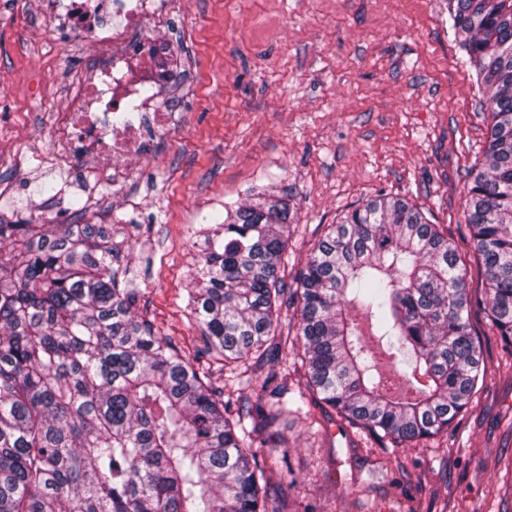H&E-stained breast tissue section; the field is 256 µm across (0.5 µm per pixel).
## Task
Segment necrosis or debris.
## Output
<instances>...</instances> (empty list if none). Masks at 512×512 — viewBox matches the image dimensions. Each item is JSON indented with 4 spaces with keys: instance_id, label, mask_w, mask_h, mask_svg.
Segmentation results:
<instances>
[{
    "instance_id": "obj_1",
    "label": "necrosis or debris",
    "mask_w": 512,
    "mask_h": 512,
    "mask_svg": "<svg viewBox=\"0 0 512 512\" xmlns=\"http://www.w3.org/2000/svg\"><path fill=\"white\" fill-rule=\"evenodd\" d=\"M171 8L170 0H40L44 20L94 46L53 114L65 157L101 161L102 172L117 176L153 149L154 133L171 122Z\"/></svg>"
}]
</instances>
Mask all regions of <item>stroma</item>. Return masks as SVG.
<instances>
[{"label":"stroma","instance_id":"stroma-1","mask_svg":"<svg viewBox=\"0 0 512 512\" xmlns=\"http://www.w3.org/2000/svg\"><path fill=\"white\" fill-rule=\"evenodd\" d=\"M22 2L0 0V217L124 225L141 305L186 353L192 231L253 187L292 191L287 287L328 225L381 192L476 268L462 203L489 103L447 0H176L172 122L117 184L59 166L52 112L86 50ZM471 324L487 375L448 433L395 448L315 405L289 418L271 452L298 479L289 512H512V350L481 309Z\"/></svg>","mask_w":512,"mask_h":512}]
</instances>
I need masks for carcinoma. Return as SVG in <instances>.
Returning <instances> with one entry per match:
<instances>
[{
	"label": "carcinoma",
	"instance_id": "cac0c4a2",
	"mask_svg": "<svg viewBox=\"0 0 512 512\" xmlns=\"http://www.w3.org/2000/svg\"><path fill=\"white\" fill-rule=\"evenodd\" d=\"M448 15L491 104L463 211L482 294L454 240L387 195L330 225L288 290L292 195L259 191L202 230L190 359L140 310L120 227L0 218V512H286L272 501L296 478L252 434L281 444L274 427L311 394L394 447L448 432L485 377L473 307L512 348V0H448ZM288 346L303 390L271 375L253 405L212 379V359L251 382Z\"/></svg>",
	"mask_w": 512,
	"mask_h": 512
}]
</instances>
